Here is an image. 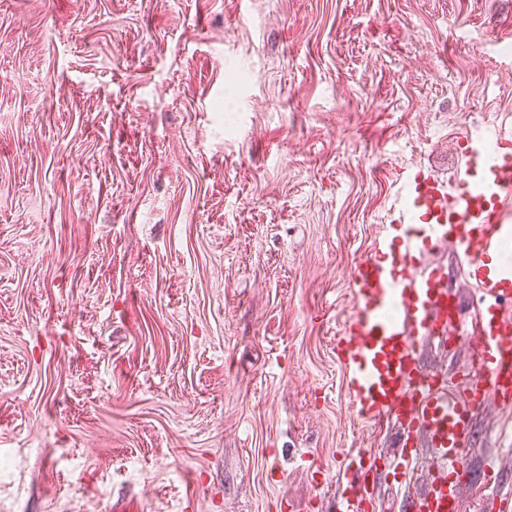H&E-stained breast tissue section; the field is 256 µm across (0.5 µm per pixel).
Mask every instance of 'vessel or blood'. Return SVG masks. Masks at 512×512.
<instances>
[{
    "mask_svg": "<svg viewBox=\"0 0 512 512\" xmlns=\"http://www.w3.org/2000/svg\"><path fill=\"white\" fill-rule=\"evenodd\" d=\"M459 154L448 182L422 166L399 173L390 223L349 272L354 305L333 350L354 417L399 427V450L380 459L368 448L349 449L332 512H376V485L415 471L418 431L433 450L434 476L405 512H460L473 417L490 401L512 407V265L501 261L512 240V137L500 136L492 155L483 136L469 134ZM445 247L473 277L479 302L471 315L432 259ZM460 338L471 365L451 389L421 371L420 345Z\"/></svg>",
    "mask_w": 512,
    "mask_h": 512,
    "instance_id": "obj_1",
    "label": "vessel or blood"
}]
</instances>
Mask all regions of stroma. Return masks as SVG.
<instances>
[{"mask_svg": "<svg viewBox=\"0 0 512 512\" xmlns=\"http://www.w3.org/2000/svg\"><path fill=\"white\" fill-rule=\"evenodd\" d=\"M474 131L512 134V0H0V512H330L342 450L398 447L348 405V272Z\"/></svg>", "mask_w": 512, "mask_h": 512, "instance_id": "stroma-1", "label": "stroma"}]
</instances>
